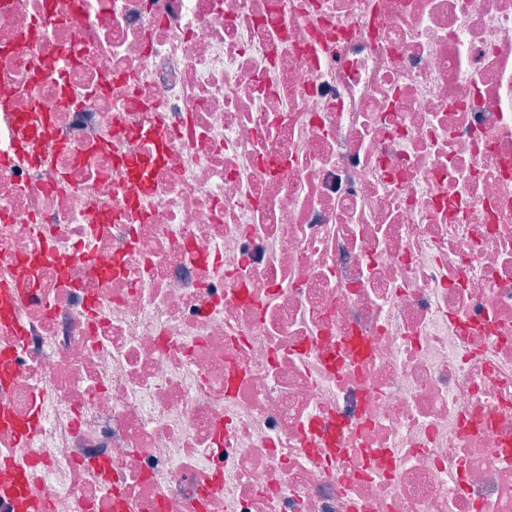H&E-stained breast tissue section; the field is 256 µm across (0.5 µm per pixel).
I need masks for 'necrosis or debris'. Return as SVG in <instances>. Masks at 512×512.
I'll return each mask as SVG.
<instances>
[{
    "instance_id": "4bbe7bcc",
    "label": "necrosis or debris",
    "mask_w": 512,
    "mask_h": 512,
    "mask_svg": "<svg viewBox=\"0 0 512 512\" xmlns=\"http://www.w3.org/2000/svg\"><path fill=\"white\" fill-rule=\"evenodd\" d=\"M0 512H512V0H0Z\"/></svg>"
}]
</instances>
